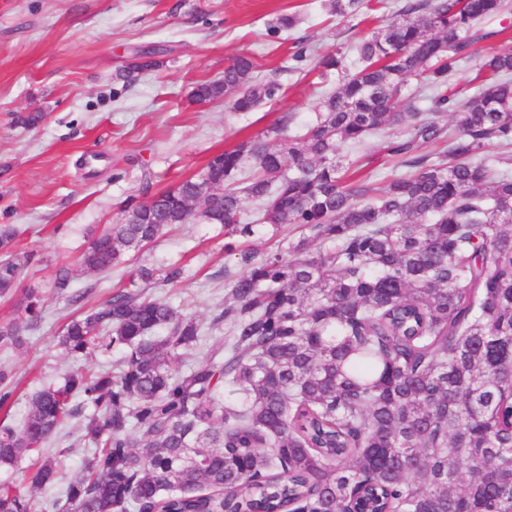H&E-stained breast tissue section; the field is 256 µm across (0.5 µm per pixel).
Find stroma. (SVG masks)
Wrapping results in <instances>:
<instances>
[{"label":"stroma","instance_id":"35a3bbf8","mask_svg":"<svg viewBox=\"0 0 512 512\" xmlns=\"http://www.w3.org/2000/svg\"><path fill=\"white\" fill-rule=\"evenodd\" d=\"M328 0H0V224L14 225L18 251L31 254L10 299L0 298V324L20 317L27 289L43 296V318L18 351L0 349V367L14 375L15 392L0 420L17 424L40 383L57 378L75 362L60 342L76 312H89L113 289L128 285L139 267L157 274L182 267L171 284L153 283L149 293L205 325L201 341L182 352V369L201 364L224 339L210 329L224 304L227 284L242 274L224 253V227L197 218L165 230L154 245L101 274L84 272L81 256L92 238L117 219L124 202L144 198L199 173L209 159L257 135L280 119L291 129L312 123L318 104L336 79L321 80L314 59L341 50L347 68L352 48L395 16L403 0H382L365 22L331 14ZM281 14L298 15L293 30L278 37L269 25ZM512 9L481 21L470 57L456 75L467 84L490 50L507 44ZM305 40L312 60H291L296 40ZM155 67L131 82L116 73L140 50ZM237 56L255 59V77L280 85L278 100L238 113L224 102L200 103L198 84L224 76ZM151 187H144V180ZM69 268L71 289L83 293L71 305L57 292V269ZM82 409L47 443L58 459V483L33 492L37 512L54 501L81 471L75 444L86 415Z\"/></svg>","mask_w":512,"mask_h":512}]
</instances>
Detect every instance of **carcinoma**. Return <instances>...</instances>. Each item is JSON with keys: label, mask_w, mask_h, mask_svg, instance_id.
Here are the masks:
<instances>
[{"label": "carcinoma", "mask_w": 512, "mask_h": 512, "mask_svg": "<svg viewBox=\"0 0 512 512\" xmlns=\"http://www.w3.org/2000/svg\"><path fill=\"white\" fill-rule=\"evenodd\" d=\"M329 7L354 17L361 0ZM507 10L407 0L359 41L353 71L339 52L319 59L340 76L313 125L290 136L279 123L127 202L83 253L86 270L141 252L198 198L199 219L231 237L254 233L244 196L273 235L293 224L309 236L260 259L224 243L244 268L212 318L224 343L187 371L180 351L197 342L196 321L142 289L117 288L71 320L73 358L124 356L33 392L21 424L0 426V468L34 456L30 487L53 485L43 448L83 403L95 409L81 435L91 453L56 512H512V44L486 58L474 92L455 81L476 24ZM255 69L239 56L195 99L236 112L276 100L279 85ZM410 77L423 83L404 106ZM388 131L381 150L403 172L381 186L349 152ZM16 235L0 225V296L31 260L12 251ZM23 312L0 324V348L22 346L40 322L33 289ZM11 378L0 369V408ZM33 507L0 484V512Z\"/></svg>", "instance_id": "cac0c4a2"}]
</instances>
